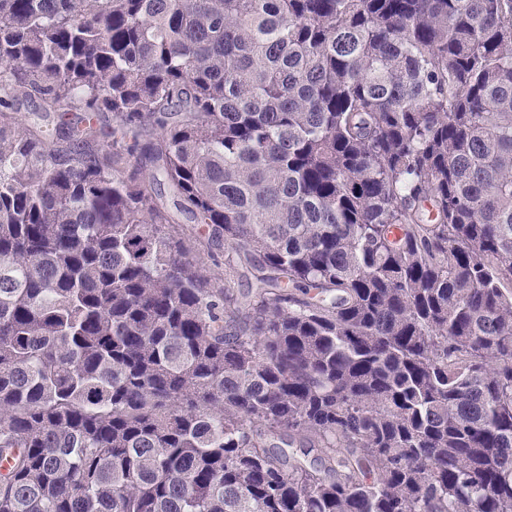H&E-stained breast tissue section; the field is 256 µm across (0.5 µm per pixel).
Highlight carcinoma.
I'll return each instance as SVG.
<instances>
[{
    "label": "carcinoma",
    "mask_w": 512,
    "mask_h": 512,
    "mask_svg": "<svg viewBox=\"0 0 512 512\" xmlns=\"http://www.w3.org/2000/svg\"><path fill=\"white\" fill-rule=\"evenodd\" d=\"M0 512H512V0H0ZM193 251L190 256L196 261L215 283H224V240L213 242L210 247L197 245L190 239Z\"/></svg>",
    "instance_id": "carcinoma-1"
}]
</instances>
